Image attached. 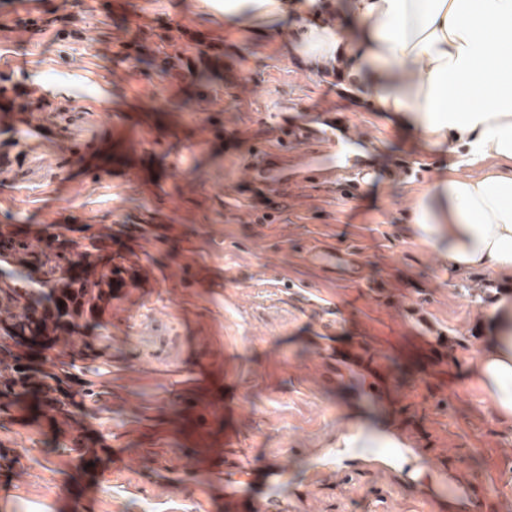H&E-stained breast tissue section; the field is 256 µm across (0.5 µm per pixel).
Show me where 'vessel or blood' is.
Returning a JSON list of instances; mask_svg holds the SVG:
<instances>
[{
    "label": "vessel or blood",
    "instance_id": "1",
    "mask_svg": "<svg viewBox=\"0 0 512 512\" xmlns=\"http://www.w3.org/2000/svg\"><path fill=\"white\" fill-rule=\"evenodd\" d=\"M273 141H253L243 158L247 174L235 189L243 196L260 186L322 188L356 199L374 171L366 154L356 150L357 137L348 117L328 113L322 121L298 123L280 115ZM356 250L345 247L320 255V262L332 273L352 282L361 276L354 264ZM190 456L201 485L218 481L224 485L226 512H273L285 500L300 501L304 492L282 465L257 460L240 462L235 449L225 447L222 438L199 427L193 412L184 415ZM427 512H512V497L489 498L485 481L456 468L448 470L447 496L429 499Z\"/></svg>",
    "mask_w": 512,
    "mask_h": 512
}]
</instances>
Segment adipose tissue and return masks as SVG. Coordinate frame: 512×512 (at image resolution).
I'll return each mask as SVG.
<instances>
[{
	"instance_id": "adipose-tissue-1",
	"label": "adipose tissue",
	"mask_w": 512,
	"mask_h": 512,
	"mask_svg": "<svg viewBox=\"0 0 512 512\" xmlns=\"http://www.w3.org/2000/svg\"><path fill=\"white\" fill-rule=\"evenodd\" d=\"M224 26L260 35L304 19L292 57L347 63L349 88L387 114L422 149L453 143L459 164L493 169L447 174L414 204L413 231L454 272L485 268L512 279V0H224ZM347 20L345 31L332 18ZM483 102L471 106L468 93ZM473 368L500 423H512V297L489 313Z\"/></svg>"
}]
</instances>
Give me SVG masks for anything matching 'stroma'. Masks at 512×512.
Here are the masks:
<instances>
[{
  "label": "stroma",
  "mask_w": 512,
  "mask_h": 512,
  "mask_svg": "<svg viewBox=\"0 0 512 512\" xmlns=\"http://www.w3.org/2000/svg\"><path fill=\"white\" fill-rule=\"evenodd\" d=\"M72 0L33 25L15 20L24 0H0V86L29 85L53 104L40 123L0 112V224L70 220L100 229L137 228L124 264L137 281L106 305L88 334L101 355L86 377L102 388L85 399L88 426L103 453L87 465L48 416L0 412V454L17 459L24 481L0 471V512H224L212 489H197L186 471L163 493L189 454L182 414L193 408L192 381L222 390L225 439L244 456L288 465L307 482L299 512H422L394 464L428 469L461 457L466 473L487 474L490 496H512V429L468 370L489 332L488 311L512 282L493 272H449L436 251L408 227L417 196L456 160L454 146L416 149L380 113L347 97L317 69L286 56L292 31L261 37L250 24L224 27L203 0ZM210 46L199 59L195 38ZM295 119L345 112L370 147L374 166L405 159L413 180L376 179L358 200L310 195L290 202L266 191L235 201L251 140L266 138L282 107ZM217 135L199 147L200 126ZM95 142L92 168L78 153ZM273 222H253V205ZM358 246L364 286L332 277L305 248ZM213 266L225 284L209 287L185 267ZM306 284L329 304L316 316L296 293ZM455 340L454 351L443 347ZM350 370L341 384L322 373L335 351ZM402 375L385 388L394 424L426 453L402 460L388 448H343L339 442L376 425L374 363ZM194 409V408H193Z\"/></svg>",
  "instance_id": "obj_1"
}]
</instances>
